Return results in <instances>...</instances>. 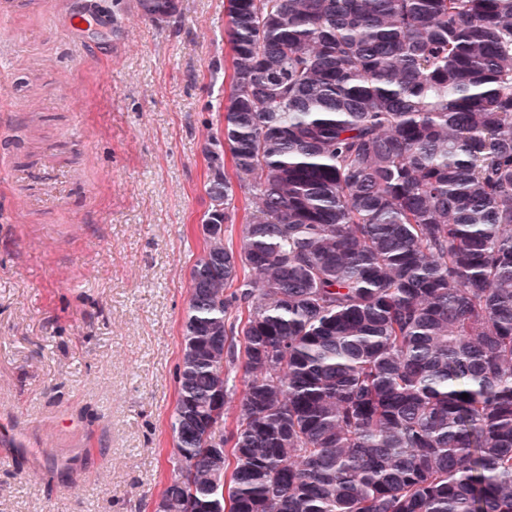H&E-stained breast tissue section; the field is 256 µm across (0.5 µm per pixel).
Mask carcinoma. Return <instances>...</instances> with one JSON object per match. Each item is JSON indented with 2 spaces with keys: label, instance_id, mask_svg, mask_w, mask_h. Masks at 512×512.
Masks as SVG:
<instances>
[{
  "label": "carcinoma",
  "instance_id": "obj_1",
  "mask_svg": "<svg viewBox=\"0 0 512 512\" xmlns=\"http://www.w3.org/2000/svg\"><path fill=\"white\" fill-rule=\"evenodd\" d=\"M224 39L165 512H512V0H228Z\"/></svg>",
  "mask_w": 512,
  "mask_h": 512
}]
</instances>
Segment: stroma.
<instances>
[{"label": "stroma", "instance_id": "stroma-1", "mask_svg": "<svg viewBox=\"0 0 512 512\" xmlns=\"http://www.w3.org/2000/svg\"><path fill=\"white\" fill-rule=\"evenodd\" d=\"M0 0V421L25 447L82 440L71 479L0 461V512H154L189 273L204 242L203 148L222 127L227 0ZM179 0H136L138 12L152 21H164L179 12Z\"/></svg>", "mask_w": 512, "mask_h": 512}]
</instances>
